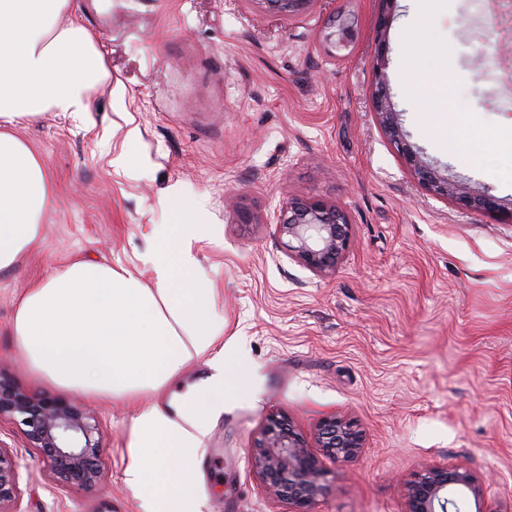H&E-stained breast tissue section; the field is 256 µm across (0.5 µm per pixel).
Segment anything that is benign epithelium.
<instances>
[{
  "mask_svg": "<svg viewBox=\"0 0 512 512\" xmlns=\"http://www.w3.org/2000/svg\"><path fill=\"white\" fill-rule=\"evenodd\" d=\"M271 13L288 18L302 15L313 0H259ZM396 0H380L377 28L378 49L373 61L377 82L373 107L387 138L402 155L417 180L432 195L450 198L460 207L475 212H493L501 200L472 189L461 178L441 173L412 145L402 127L400 113L389 94L386 73L387 30ZM280 234L288 238L291 257L308 270L323 274L336 269L351 248L353 238L348 213L320 198L286 202L278 219ZM7 418L24 426L25 436L62 488L92 490L107 464L97 415L84 405L67 398L38 393L15 384L0 370V420ZM318 447L338 462L353 459L363 447L356 426L340 417L318 423ZM253 466L266 492L285 500L294 512H312L325 485L319 458L290 421L271 417L253 453ZM478 497L477 481L462 466H427L407 482L408 512H448L460 510L467 493ZM19 500L18 463L0 448V512H16Z\"/></svg>",
  "mask_w": 512,
  "mask_h": 512,
  "instance_id": "obj_1",
  "label": "benign epithelium"
}]
</instances>
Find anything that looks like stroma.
Instances as JSON below:
<instances>
[{
  "label": "stroma",
  "instance_id": "obj_1",
  "mask_svg": "<svg viewBox=\"0 0 512 512\" xmlns=\"http://www.w3.org/2000/svg\"><path fill=\"white\" fill-rule=\"evenodd\" d=\"M98 36L108 85L83 113L46 112L16 133L55 194L43 242L0 272V366L53 393L13 346L16 305L76 259L141 268L150 228L193 205L191 241L215 284L224 336L257 382L225 403L205 440L201 512H291L253 467L267 419L314 441L352 421L354 459L321 457L313 512H406L428 465H463L482 502L512 512V0H397L387 75L410 140L449 175L503 200L493 213L431 195L373 109L379 0H313L298 19L256 0H73ZM353 21L344 45L329 16ZM137 138H128L130 129ZM344 208L353 245L335 271L293 259L278 227L291 199ZM260 217L242 223L240 207ZM100 420L107 466L90 491L62 488L19 423L0 446L19 463L20 512H141L125 481L138 402L73 393Z\"/></svg>",
  "mask_w": 512,
  "mask_h": 512
}]
</instances>
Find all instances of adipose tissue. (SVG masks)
Masks as SVG:
<instances>
[{
	"label": "adipose tissue",
	"instance_id": "obj_1",
	"mask_svg": "<svg viewBox=\"0 0 512 512\" xmlns=\"http://www.w3.org/2000/svg\"><path fill=\"white\" fill-rule=\"evenodd\" d=\"M70 0H0V271L40 242L52 186L40 157L14 126L41 113L90 111L89 92L108 77L96 35L60 18ZM192 207L156 224L142 272L77 261L28 291L11 331L15 350L53 386L138 399L126 471L142 512H200L192 467L236 377L224 359L218 290L189 243L205 238ZM209 372L169 407L153 396L193 361Z\"/></svg>",
	"mask_w": 512,
	"mask_h": 512
}]
</instances>
